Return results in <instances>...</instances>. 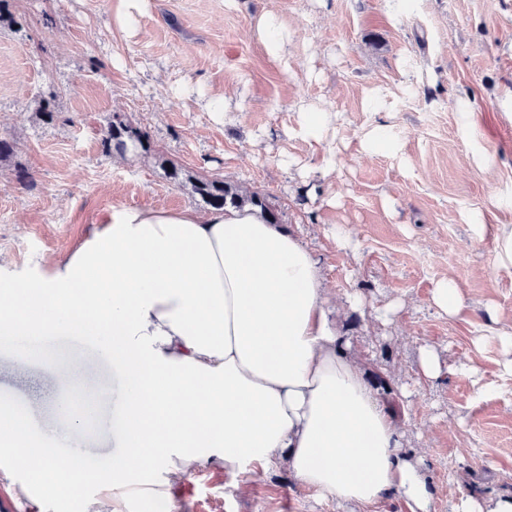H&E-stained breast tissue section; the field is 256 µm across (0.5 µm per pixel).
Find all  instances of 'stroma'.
I'll return each mask as SVG.
<instances>
[{
	"mask_svg": "<svg viewBox=\"0 0 512 512\" xmlns=\"http://www.w3.org/2000/svg\"><path fill=\"white\" fill-rule=\"evenodd\" d=\"M112 2L6 4L0 135L14 154L0 164V280L35 278L117 207L206 212L170 182V163L263 194L317 260L366 376L389 381L409 448L426 453L434 512H454L466 488L512 494V356L491 336L512 324V266L495 248L497 225L512 224V0H149L125 30ZM265 12L288 35L278 60L252 31ZM215 89L226 94L219 114L203 106ZM41 99L52 123L35 116ZM305 110L328 115L319 146L298 135ZM115 112L149 132L148 151L104 156ZM449 275L465 304L455 318L431 303ZM354 295L363 308L350 307ZM425 343L446 366L432 381L417 372ZM63 363L79 367L83 391L58 380ZM469 363L477 373H460ZM125 388L86 337L0 339V408L21 412L31 437L67 425L64 396L85 418L71 499L0 450V500L13 512H95V475L121 453ZM172 494L175 512H343L284 468L242 495L205 465Z\"/></svg>",
	"mask_w": 512,
	"mask_h": 512,
	"instance_id": "35a3bbf8",
	"label": "stroma"
}]
</instances>
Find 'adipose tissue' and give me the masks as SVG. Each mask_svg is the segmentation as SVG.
<instances>
[{"instance_id": "ef3b65f1", "label": "adipose tissue", "mask_w": 512, "mask_h": 512, "mask_svg": "<svg viewBox=\"0 0 512 512\" xmlns=\"http://www.w3.org/2000/svg\"><path fill=\"white\" fill-rule=\"evenodd\" d=\"M317 261L250 208L120 207L37 280L0 290L1 336H53L77 325L112 348L131 382L124 453L100 482L163 498L200 465L246 484L286 465L325 502L369 512L398 493L430 512L424 455L342 349ZM0 447L27 469L52 461L0 425Z\"/></svg>"}]
</instances>
